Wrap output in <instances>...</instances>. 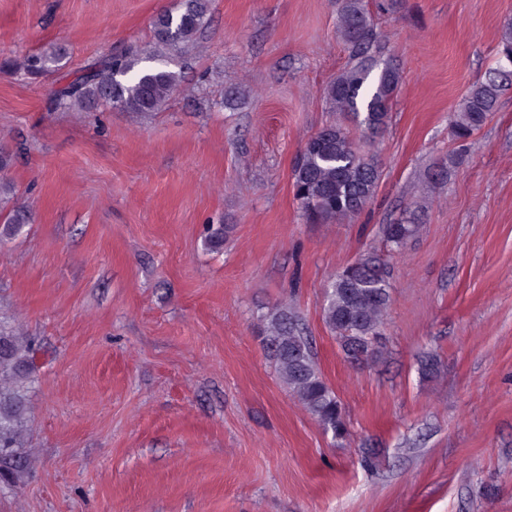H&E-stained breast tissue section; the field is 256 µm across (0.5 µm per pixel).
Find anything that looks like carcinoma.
Returning a JSON list of instances; mask_svg holds the SVG:
<instances>
[{
	"label": "carcinoma",
	"instance_id": "cac0c4a2",
	"mask_svg": "<svg viewBox=\"0 0 512 512\" xmlns=\"http://www.w3.org/2000/svg\"><path fill=\"white\" fill-rule=\"evenodd\" d=\"M211 0H180L179 7L154 16L153 43L161 50L183 53L206 26ZM336 32L350 52L349 61L322 89L331 112L342 117L320 128L295 156L291 177L294 196L306 219L335 224L360 216L372 203L381 177L377 157L364 152L351 129L377 133L389 119L391 100L399 86L400 69L391 61L380 66L389 50L387 36L378 32L365 0H336ZM155 52L131 51L106 56L54 92L55 106L92 109L109 104L127 112H160L170 101L179 74L160 66H145ZM512 21L498 43L497 60L484 78L475 82L451 120L454 138L467 142L496 110L504 90L512 86ZM55 58L29 55L21 70L38 74L50 70ZM419 226L396 222L383 226V236L396 250L418 232ZM389 259L367 252L336 272L324 290L323 317L349 359H368L379 351L384 314L390 302ZM275 369L307 411L336 438L347 432L342 403L318 367L298 317L288 308L273 316L266 336ZM16 419L0 411V453L14 444Z\"/></svg>",
	"mask_w": 512,
	"mask_h": 512
}]
</instances>
